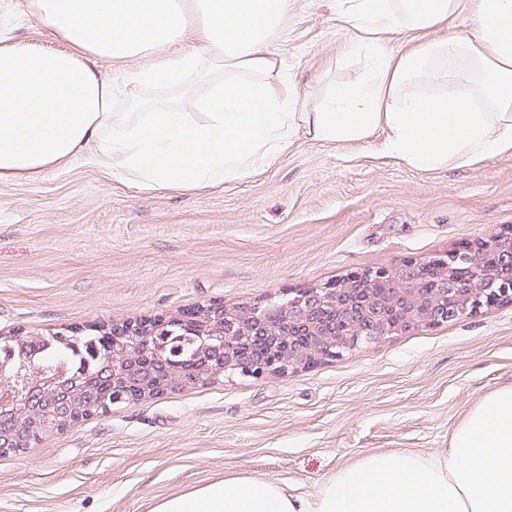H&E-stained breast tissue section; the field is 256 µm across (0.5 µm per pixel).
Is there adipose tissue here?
Returning a JSON list of instances; mask_svg holds the SVG:
<instances>
[{
  "label": "adipose tissue",
  "mask_w": 512,
  "mask_h": 512,
  "mask_svg": "<svg viewBox=\"0 0 512 512\" xmlns=\"http://www.w3.org/2000/svg\"><path fill=\"white\" fill-rule=\"evenodd\" d=\"M64 44L48 50L0 26V178L35 177L83 158L141 192H185L269 166L289 141L365 142L418 170L462 167L512 150V0H336L367 69L315 111L270 45L289 0H0ZM427 33L394 54L387 35ZM141 60L133 84L177 104L133 99L96 63ZM208 84L207 95L196 89ZM156 512H512V387L487 395L444 454H370L317 496L240 476L162 502Z\"/></svg>",
  "instance_id": "ef3b65f1"
}]
</instances>
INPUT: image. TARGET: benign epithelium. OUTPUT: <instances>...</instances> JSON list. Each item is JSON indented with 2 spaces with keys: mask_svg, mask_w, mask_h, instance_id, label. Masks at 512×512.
<instances>
[{
  "mask_svg": "<svg viewBox=\"0 0 512 512\" xmlns=\"http://www.w3.org/2000/svg\"><path fill=\"white\" fill-rule=\"evenodd\" d=\"M512 231L463 243L448 254L419 267H378L356 271L322 288H303L279 299L265 301L252 309L253 320L246 321L236 312L226 310L224 319V356L245 369L247 376L260 379L274 371L288 372L294 365L291 348L294 343L320 329L336 325V311L343 304L367 305L377 292V285L389 281L396 295L384 302L379 316L381 335H395L409 327L432 321V306L423 303L420 289L431 288L432 298L447 308H455L461 314H471L484 306L498 302L512 303ZM210 317L206 308H198L179 315L157 314L135 318L128 323L104 330L112 339V348L124 344H136L141 350L143 364H135L131 370L145 369L152 382L142 388L143 393L166 390L171 376L178 379L198 377L194 367L174 364L166 349L151 342V338L176 326L180 332L194 334L196 323ZM283 321L293 327L281 344L267 350L261 358L239 354L240 344L255 340L258 328H273ZM118 367L104 369L91 387L89 413L105 412L109 396L124 393L127 384ZM23 429L15 427L9 434L0 435V445L6 452L27 448Z\"/></svg>",
  "mask_w": 512,
  "mask_h": 512,
  "instance_id": "benign-epithelium-1",
  "label": "benign epithelium"
}]
</instances>
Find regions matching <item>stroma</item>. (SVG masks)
<instances>
[{"instance_id": "1", "label": "stroma", "mask_w": 512, "mask_h": 512, "mask_svg": "<svg viewBox=\"0 0 512 512\" xmlns=\"http://www.w3.org/2000/svg\"><path fill=\"white\" fill-rule=\"evenodd\" d=\"M330 0H291L271 43L318 103L364 69ZM366 143L295 139L243 180L140 194L83 160L0 179V334L248 306L368 267L420 264L512 229V151L419 171ZM512 386V304L422 324L262 379L227 376L113 406L0 456V512H153L257 476L314 497L369 453L447 452Z\"/></svg>"}]
</instances>
